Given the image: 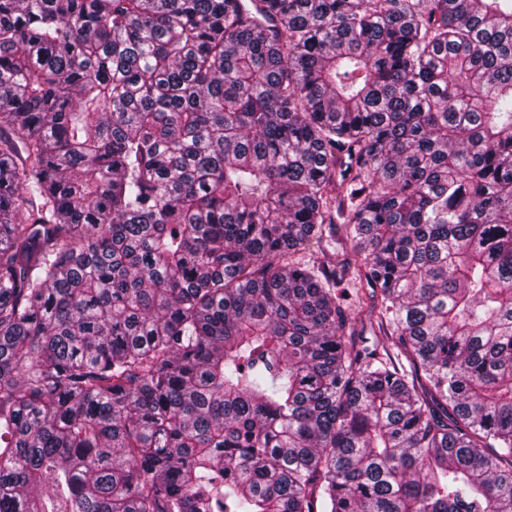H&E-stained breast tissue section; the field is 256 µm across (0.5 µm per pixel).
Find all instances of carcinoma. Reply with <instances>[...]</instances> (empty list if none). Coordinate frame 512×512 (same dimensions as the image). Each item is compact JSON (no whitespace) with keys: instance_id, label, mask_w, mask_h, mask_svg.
<instances>
[{"instance_id":"cac0c4a2","label":"carcinoma","mask_w":512,"mask_h":512,"mask_svg":"<svg viewBox=\"0 0 512 512\" xmlns=\"http://www.w3.org/2000/svg\"><path fill=\"white\" fill-rule=\"evenodd\" d=\"M0 512H512V0H0Z\"/></svg>"}]
</instances>
